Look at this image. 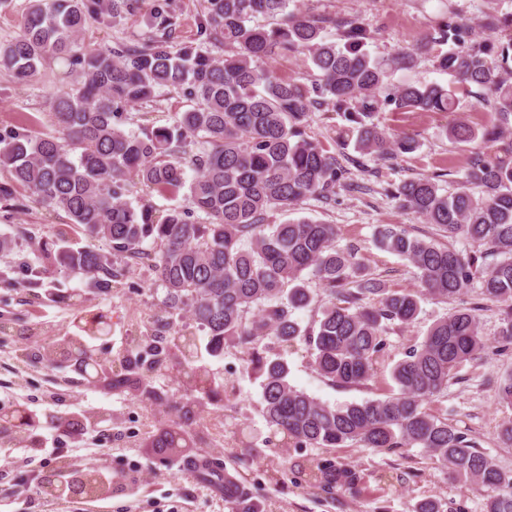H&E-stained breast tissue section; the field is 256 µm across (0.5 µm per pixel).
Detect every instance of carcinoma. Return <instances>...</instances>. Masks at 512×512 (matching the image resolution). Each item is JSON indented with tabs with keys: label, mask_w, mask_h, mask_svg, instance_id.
Returning <instances> with one entry per match:
<instances>
[{
	"label": "carcinoma",
	"mask_w": 512,
	"mask_h": 512,
	"mask_svg": "<svg viewBox=\"0 0 512 512\" xmlns=\"http://www.w3.org/2000/svg\"><path fill=\"white\" fill-rule=\"evenodd\" d=\"M295 2L203 0L196 37L176 42L174 0H149L143 37L103 47L81 43L90 26L136 17L144 0H27L18 33L0 43V67L26 81L60 60L82 81L49 99L59 135L22 130L0 137V164L9 173L0 182V199H14L21 187L69 218L53 228L56 241L66 242L72 228L90 240L77 249L44 243L35 257L43 268L92 276L108 289L116 271L93 244L103 239L127 258L150 263L166 291L169 317L190 313L197 331L162 321L167 335L145 345V355L126 360L112 388L138 383L137 369L144 366H173L196 403L211 401L219 391L199 353L220 356L231 344L248 353L265 418L283 443L418 446L460 481L510 488L489 496L485 512H512V473L424 408L448 388L456 369L488 354L482 307L456 308L436 320L421 344L392 368L397 393L384 399L331 406L292 386L288 362L271 354L276 345L300 342L321 376L339 386L363 384L385 348L387 330L414 323L424 297L451 300L475 280L482 301L502 306L496 342L504 350L512 345V40L472 42L467 23L450 6L431 37L379 61L367 50L373 35L366 24L345 22L336 42L326 33L336 21ZM483 23L493 33L511 29L512 11L489 12ZM203 44L227 52H204ZM437 45L448 46L434 56L437 68L477 87L494 119L479 130L462 122L445 130L458 143H477L456 191L440 192L434 177L387 190L402 211L436 226L447 239L444 244L412 236L398 224L379 226L376 246L408 260L420 280L416 291H395L366 272L355 250L336 247V225L308 218L272 224L269 218L309 198L328 201L347 185L348 170L336 151L308 134L310 114L336 113L357 151L387 163L416 151L417 144L388 135L374 123L376 111L456 110L450 88L391 82L394 72L412 69L418 55ZM294 54L304 55L317 71L308 85L263 66L272 56ZM161 88L190 103L175 124L140 133L122 128L123 110L151 100ZM131 177L163 193L188 187L193 209L173 210L159 220L147 208H134L125 199ZM458 239L484 250H460L454 246ZM312 279L323 298L309 288ZM313 307L320 316L302 325L296 312ZM88 317L77 315L73 333L46 344L48 361L80 356L88 340L104 334ZM495 392L498 403L512 408V372L495 381ZM72 487L95 497L108 492L97 478L75 471L69 482L43 494L62 500ZM224 501L232 512H261L228 474Z\"/></svg>",
	"instance_id": "cac0c4a2"
}]
</instances>
